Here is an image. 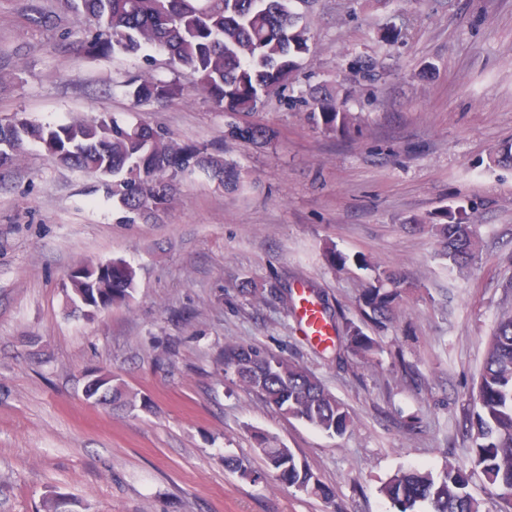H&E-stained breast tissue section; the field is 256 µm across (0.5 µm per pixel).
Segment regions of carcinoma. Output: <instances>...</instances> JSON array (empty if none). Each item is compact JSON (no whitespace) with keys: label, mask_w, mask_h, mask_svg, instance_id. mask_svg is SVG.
<instances>
[{"label":"carcinoma","mask_w":512,"mask_h":512,"mask_svg":"<svg viewBox=\"0 0 512 512\" xmlns=\"http://www.w3.org/2000/svg\"><path fill=\"white\" fill-rule=\"evenodd\" d=\"M90 26L83 41L90 52L137 53L156 51L169 64L188 71L225 115L243 120L238 135L268 142L274 131L248 121L264 98L284 90L309 52L306 28L297 26L296 3L313 0H79ZM130 94L137 104H163L183 92L176 82L155 77L134 79ZM309 119L325 132L349 134L357 125L348 96L338 89L306 92ZM29 141L43 144L56 164L101 178L106 193L125 213L123 221L159 219L169 209L183 180L198 170L226 190L240 186L237 166L205 146L179 145L150 124L122 126L103 115L91 123L61 126L33 124L23 118L0 123V169L14 164ZM428 227L443 245L451 265L465 268L478 254L481 242L467 210H441ZM134 270L119 261L80 262L67 274L68 298L92 318L125 303L134 289ZM400 294L380 285L365 289L360 304L379 322L395 317ZM343 339L356 355L367 358L373 340L350 324ZM224 372L237 379L280 413L329 435H342L350 425L344 405L306 367L255 347L226 345ZM88 398L114 405L126 392L109 372L87 375ZM479 409L470 418L472 463L481 469L497 496L512 507V313L501 318L488 341L478 382ZM267 476L286 487H308L313 472L291 448H272L258 441ZM382 492L396 512H415L426 503L430 512H481L468 490L466 474L449 466L435 476L419 468L401 471Z\"/></svg>","instance_id":"1"}]
</instances>
